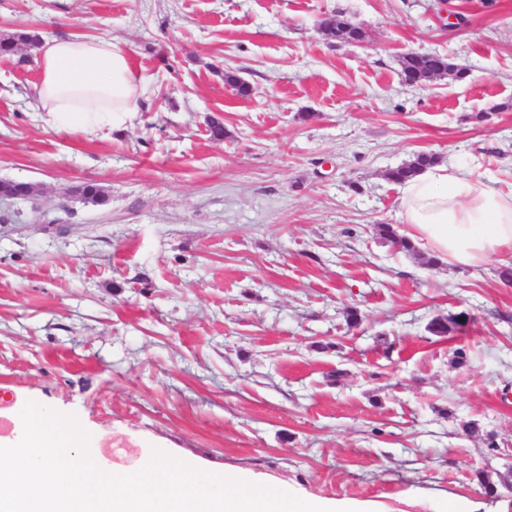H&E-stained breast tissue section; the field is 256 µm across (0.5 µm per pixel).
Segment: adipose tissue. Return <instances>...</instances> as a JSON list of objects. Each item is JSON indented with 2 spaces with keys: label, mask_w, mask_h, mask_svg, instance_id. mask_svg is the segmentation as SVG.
<instances>
[{
  "label": "adipose tissue",
  "mask_w": 512,
  "mask_h": 512,
  "mask_svg": "<svg viewBox=\"0 0 512 512\" xmlns=\"http://www.w3.org/2000/svg\"><path fill=\"white\" fill-rule=\"evenodd\" d=\"M36 113L44 126L89 138L134 126L145 78L124 48L106 39H44L38 57ZM411 240L448 264L481 268L512 258V189L482 174L436 164L401 187Z\"/></svg>",
  "instance_id": "1"
}]
</instances>
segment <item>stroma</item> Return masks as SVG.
Here are the masks:
<instances>
[{"label":"stroma","instance_id":"stroma-1","mask_svg":"<svg viewBox=\"0 0 512 512\" xmlns=\"http://www.w3.org/2000/svg\"><path fill=\"white\" fill-rule=\"evenodd\" d=\"M23 31L114 41L148 81L89 139L35 122L25 47L0 57V180L36 188L0 202L10 437L35 401L107 471L157 448L367 512H512V284L376 232L406 231L386 173L414 154L512 182V0H0ZM408 53L468 76L403 85Z\"/></svg>","mask_w":512,"mask_h":512}]
</instances>
